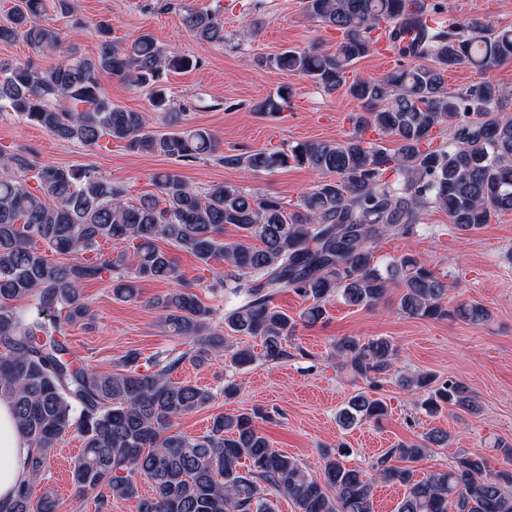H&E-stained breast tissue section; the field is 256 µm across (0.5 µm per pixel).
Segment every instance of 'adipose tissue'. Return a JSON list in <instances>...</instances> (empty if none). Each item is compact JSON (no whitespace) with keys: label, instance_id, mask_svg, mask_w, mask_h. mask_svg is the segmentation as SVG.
I'll use <instances>...</instances> for the list:
<instances>
[{"label":"adipose tissue","instance_id":"ef3b65f1","mask_svg":"<svg viewBox=\"0 0 512 512\" xmlns=\"http://www.w3.org/2000/svg\"><path fill=\"white\" fill-rule=\"evenodd\" d=\"M28 453L11 406L0 400V512H12L15 489L28 479L24 466Z\"/></svg>","mask_w":512,"mask_h":512}]
</instances>
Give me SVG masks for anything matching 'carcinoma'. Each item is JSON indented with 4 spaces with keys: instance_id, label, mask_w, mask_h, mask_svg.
<instances>
[{
    "instance_id": "1",
    "label": "carcinoma",
    "mask_w": 512,
    "mask_h": 512,
    "mask_svg": "<svg viewBox=\"0 0 512 512\" xmlns=\"http://www.w3.org/2000/svg\"><path fill=\"white\" fill-rule=\"evenodd\" d=\"M44 11V0H15L0 24V41L21 39L42 54L61 49V34L42 20ZM305 11L340 33L336 51L289 49L267 63L328 92L344 87L361 103L362 112L350 117L353 133L342 141L224 153L213 133L186 125L184 113L173 111L168 75L196 69L200 61L147 34L121 40L106 21L96 24L93 57L72 46L51 67L0 61V114L11 112L57 139L184 163L214 156L253 175L291 165L321 175L291 210L274 195L236 184L199 191L174 169L150 175L155 192L132 204L94 168L39 166L0 147V399L11 403L31 448L29 480L17 487L13 512H58L53 493L37 485L51 450L72 432L83 447L70 468L71 483L78 493H97L105 509L114 499L139 498L138 477L153 490L140 498V512H275L276 495L292 500L297 512H374L378 480L405 488L396 512H512V471L490 469L480 454H463L448 470L415 478L411 464L447 445L442 428L386 449L370 473L346 466L349 450L340 444L323 453L317 477L272 448L256 426V412L215 415L200 436L174 430L177 419L214 398L208 388L171 380L183 361L203 366L233 336L260 339L268 362L288 359L297 320L274 306L276 294L289 290L310 301L300 320L315 323L334 298L374 308L397 283L403 314L445 319L448 283L413 252L377 259L379 242L413 235L432 208L445 211L462 232L512 211V120L494 116L503 91L490 80L456 92L446 83L451 70L511 62L512 29L486 18L430 23L451 11L450 0H305ZM183 23L200 41L224 42V20L216 12H189ZM382 40L411 64L378 79L347 81L351 66ZM105 74L146 91L169 131L153 132L143 113L105 98ZM294 93L285 84L254 111L284 112ZM367 132L392 139L395 147L366 138ZM229 226L240 240L224 241ZM114 241L130 244L132 253H105ZM161 242L193 255L207 271L218 259L233 268L211 284L225 301H235L224 325L211 326V310L186 283L156 297L152 307L164 327L190 341V351L172 359L158 355L143 370L136 354L112 372L86 365L64 333L65 325L92 319L84 284L107 279L115 298L131 301L136 279H178ZM51 253L73 260L58 262ZM24 298L35 299L37 313L18 314L13 302ZM454 314L473 324L488 317L477 304L458 306ZM335 349L351 374L373 387L398 355L383 336H346ZM404 385L422 392L420 407L430 415L477 409L469 386L451 377L420 373ZM386 413L384 400L360 393L337 420L349 428Z\"/></svg>"
}]
</instances>
